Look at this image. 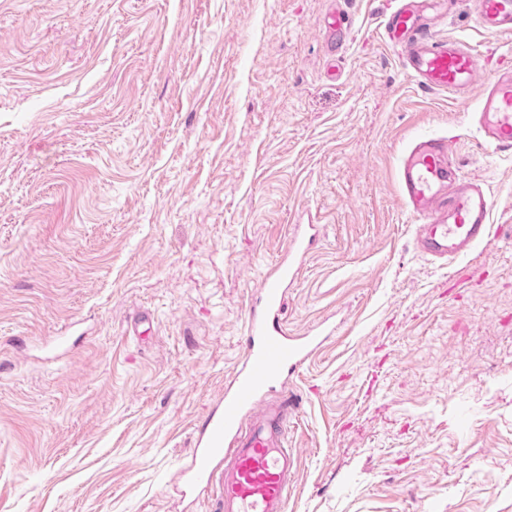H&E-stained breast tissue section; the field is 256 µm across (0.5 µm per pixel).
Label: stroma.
<instances>
[{"instance_id":"stroma-1","label":"stroma","mask_w":512,"mask_h":512,"mask_svg":"<svg viewBox=\"0 0 512 512\" xmlns=\"http://www.w3.org/2000/svg\"><path fill=\"white\" fill-rule=\"evenodd\" d=\"M391 0H0V512H213L177 472L295 225L288 512H512V153L471 114L497 71L471 0L434 33L479 85L429 92ZM352 30L330 54L326 19ZM448 136L493 234L448 265L397 179Z\"/></svg>"}]
</instances>
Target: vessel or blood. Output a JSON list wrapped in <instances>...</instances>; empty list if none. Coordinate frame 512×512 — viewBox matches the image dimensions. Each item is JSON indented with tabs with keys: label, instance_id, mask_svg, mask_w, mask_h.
<instances>
[{
	"label": "vessel or blood",
	"instance_id": "1",
	"mask_svg": "<svg viewBox=\"0 0 512 512\" xmlns=\"http://www.w3.org/2000/svg\"><path fill=\"white\" fill-rule=\"evenodd\" d=\"M485 34H512V0H475ZM429 0H402L386 16L382 38L420 87L467 93L478 79L475 56L456 39H436L425 14ZM332 47L349 37L346 17L330 15ZM476 121L483 142L512 152V60L480 95ZM400 195L421 217L415 242L426 256L454 263L493 232L491 200L481 182L464 180L447 140L422 137L402 154ZM315 235L294 233L282 260L265 274L247 313V344L224 392L209 408L192 454L180 468L184 492L210 488L215 512H287L297 471L288 446L293 400L288 381L324 344L316 335H292L283 318L288 284L313 250Z\"/></svg>",
	"mask_w": 512,
	"mask_h": 512
}]
</instances>
